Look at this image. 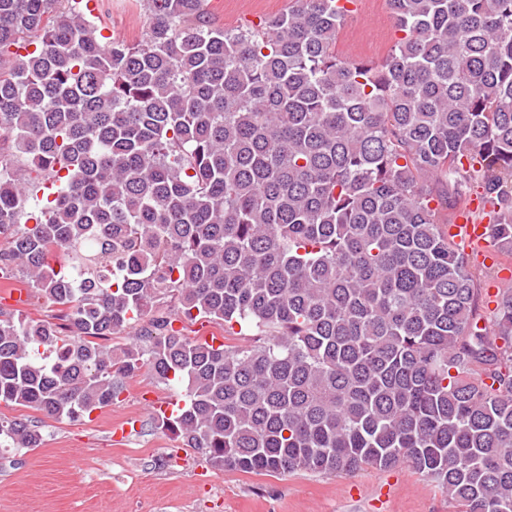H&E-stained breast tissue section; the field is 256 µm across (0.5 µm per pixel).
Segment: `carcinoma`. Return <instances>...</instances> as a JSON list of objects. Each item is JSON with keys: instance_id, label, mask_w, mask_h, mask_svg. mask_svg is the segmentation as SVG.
I'll return each mask as SVG.
<instances>
[{"instance_id": "1", "label": "carcinoma", "mask_w": 512, "mask_h": 512, "mask_svg": "<svg viewBox=\"0 0 512 512\" xmlns=\"http://www.w3.org/2000/svg\"><path fill=\"white\" fill-rule=\"evenodd\" d=\"M89 2L0 0V272L59 311L0 312V402L80 418L147 366L186 397L157 427L215 466L406 464L512 512V287L492 337L438 220L476 185L512 254V0H386L380 64L336 55L339 0L231 28L139 0L105 44ZM200 320L256 337L175 328ZM43 441L0 418L1 448ZM187 326V333L190 336H202L205 332H209L208 338L215 337L216 338V344L220 342H224V344H237V343H244L248 339L252 338V336H244V335H234V336H228L224 334V326L217 324H208L204 323L203 326H201L200 322L191 324L186 323ZM224 336L226 338H224Z\"/></svg>"}]
</instances>
